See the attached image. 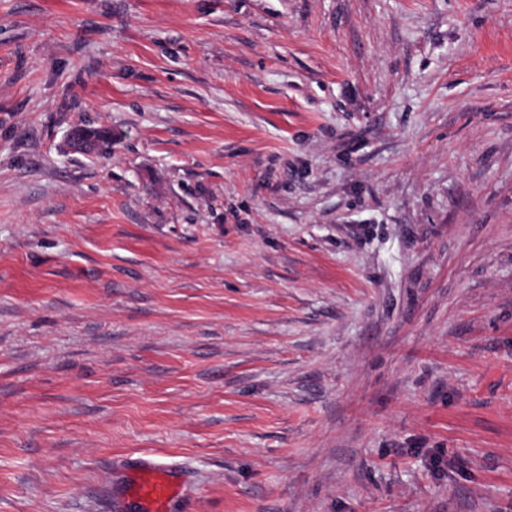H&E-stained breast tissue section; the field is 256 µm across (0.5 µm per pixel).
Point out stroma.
Masks as SVG:
<instances>
[{"label": "stroma", "instance_id": "stroma-1", "mask_svg": "<svg viewBox=\"0 0 512 512\" xmlns=\"http://www.w3.org/2000/svg\"><path fill=\"white\" fill-rule=\"evenodd\" d=\"M144 455L512 512V0H0V512H146Z\"/></svg>", "mask_w": 512, "mask_h": 512}]
</instances>
